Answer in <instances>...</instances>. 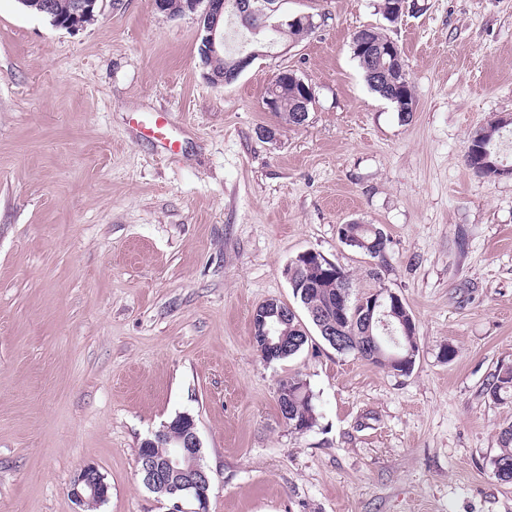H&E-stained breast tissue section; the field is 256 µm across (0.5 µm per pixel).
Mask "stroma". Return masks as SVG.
Returning <instances> with one entry per match:
<instances>
[{
    "label": "stroma",
    "instance_id": "1",
    "mask_svg": "<svg viewBox=\"0 0 512 512\" xmlns=\"http://www.w3.org/2000/svg\"><path fill=\"white\" fill-rule=\"evenodd\" d=\"M99 5L73 32L0 0V512H75L87 463L110 486L95 512H168L136 459L182 412L209 512H512L494 474L512 399L487 393L512 366V177L465 163L474 132L512 115V0H406L394 23L381 0H280L278 17L315 23L289 47L229 10L228 47L263 54L226 86L203 76L197 15ZM370 26L405 53L408 122L352 55ZM284 70L314 90L300 128L264 105ZM349 222L384 231V260L341 241ZM307 250L351 299L401 297L410 373L316 333L261 357L252 314L294 304L284 269ZM290 375L313 393L305 432L277 407Z\"/></svg>",
    "mask_w": 512,
    "mask_h": 512
}]
</instances>
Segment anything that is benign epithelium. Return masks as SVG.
I'll return each instance as SVG.
<instances>
[{
    "label": "benign epithelium",
    "mask_w": 512,
    "mask_h": 512,
    "mask_svg": "<svg viewBox=\"0 0 512 512\" xmlns=\"http://www.w3.org/2000/svg\"><path fill=\"white\" fill-rule=\"evenodd\" d=\"M97 0H75L73 3L72 19L61 24L68 30L81 28L82 16L94 8ZM205 4L201 17V43L200 54L202 60L216 55L224 48V10L226 0H187L185 12L194 13L200 4ZM302 23L312 28L314 22L309 14H300L291 19L279 20L268 24L275 32H283L284 27ZM357 49L362 53L372 56L399 57L398 44L390 40L382 46L370 42L367 36H361L357 41ZM258 55L256 51L241 52L234 67L224 72L223 83L230 84L245 71ZM315 95L311 85H303V95L295 110L294 120L296 126L306 124L309 115V105L314 103ZM468 153L472 159V168L487 178H498L511 175L512 169L500 164L495 155L488 148V140L483 136L475 137L473 144L469 145ZM339 306L337 316L333 317L322 311H313L312 316L321 324L325 336L332 343H340L347 330V312L352 307L359 308V317L367 326H375L380 332L390 336L395 335L391 318H396L407 333L414 327V321L405 303L394 292L380 288L374 293L362 298L355 304H350L345 293H338ZM295 313V309L277 300H268L255 311L251 325L256 334V346L262 357L268 358L272 353H282L288 350V341L284 333L278 332L277 325L288 322L289 315ZM166 439L179 448L174 457L157 460L151 455L149 449L156 446V441ZM142 456L137 462L141 467L137 472L143 474L145 484L156 489L160 493L174 494L180 489L189 492L193 497L196 508L193 512H209V494L211 478L206 469L199 462L202 444L197 431V424L193 415L183 412L175 416L173 421L162 424L153 433V437L142 441ZM110 486L105 481L104 475L93 464H85L72 476L67 494L74 504L79 507V512L89 503L97 505L104 503L109 496Z\"/></svg>",
    "instance_id": "obj_1"
}]
</instances>
